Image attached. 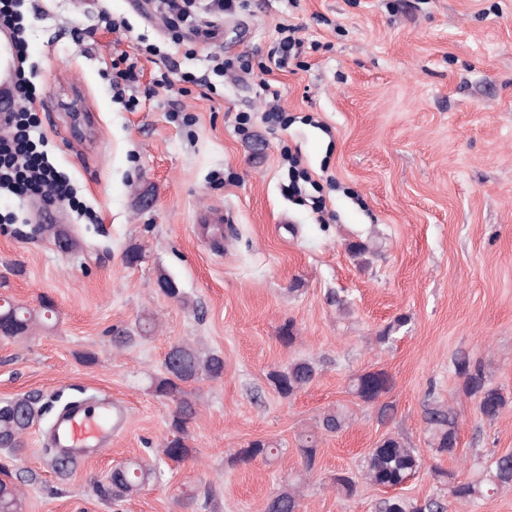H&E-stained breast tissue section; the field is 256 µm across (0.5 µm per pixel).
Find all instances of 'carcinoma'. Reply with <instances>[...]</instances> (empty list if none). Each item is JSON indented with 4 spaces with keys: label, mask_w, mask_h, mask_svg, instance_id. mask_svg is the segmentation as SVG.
Instances as JSON below:
<instances>
[{
    "label": "carcinoma",
    "mask_w": 512,
    "mask_h": 512,
    "mask_svg": "<svg viewBox=\"0 0 512 512\" xmlns=\"http://www.w3.org/2000/svg\"><path fill=\"white\" fill-rule=\"evenodd\" d=\"M53 232L55 245L62 251L78 247L77 239L69 232L53 225L39 228V232ZM41 315L25 306L12 309L0 307V336L20 338L29 335L32 327ZM408 325V318L399 316L387 324L376 342L389 345L395 340V334ZM165 372L154 378V393L175 402L168 428L171 438L159 449L162 458L180 463L188 459L192 448L191 428L199 408L189 397L185 386L201 380H217L224 375V356L217 352L203 353L193 346L182 343L175 345L164 360ZM454 369L462 380V393L468 399L475 400L476 409L487 420L496 419L512 402L501 389L489 382L484 368L467 357H459ZM318 373L317 366L307 359H296L281 369L269 372L268 379L283 398H292L310 385ZM391 378L383 370L367 371L354 376L350 381V390L361 401L373 404L388 393ZM34 417V408L30 400L19 398L0 405V447L15 450L22 447L23 435ZM349 415L334 410L326 412L319 420L318 429L301 435L299 453L303 461L304 473H309L316 465L319 433H336L349 425ZM424 422L429 435V447L440 455L453 456L457 445V420L451 408L440 401L425 406ZM281 453L278 446L268 440H253L247 447L239 449L231 463L245 464L261 457L273 458ZM421 455L416 448L410 447L399 436L382 438L364 459L363 475L372 485L388 489L403 485L421 467ZM436 479L448 487V495L456 500L469 501L487 498L500 489L512 487V453L496 458L485 475L474 482L455 480L454 474L437 470ZM157 477V468L144 459L130 460L112 469L109 476V492L115 501L138 495L146 485ZM333 484L339 494L350 497L356 491L355 481L345 475L336 474ZM22 490L13 482L0 479V512H22ZM299 491L290 487L272 495L266 506V512H298ZM377 512H445L444 504L435 498L423 502L400 496L385 498L379 502Z\"/></svg>",
    "instance_id": "carcinoma-1"
}]
</instances>
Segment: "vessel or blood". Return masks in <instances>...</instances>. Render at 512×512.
Instances as JSON below:
<instances>
[{
  "instance_id": "obj_1",
  "label": "vessel or blood",
  "mask_w": 512,
  "mask_h": 512,
  "mask_svg": "<svg viewBox=\"0 0 512 512\" xmlns=\"http://www.w3.org/2000/svg\"><path fill=\"white\" fill-rule=\"evenodd\" d=\"M17 80V66L12 40L0 31V111L14 106L13 88ZM125 420L121 407L107 403L92 406L82 402L56 423L55 444L60 448H90L96 446L112 429Z\"/></svg>"
}]
</instances>
